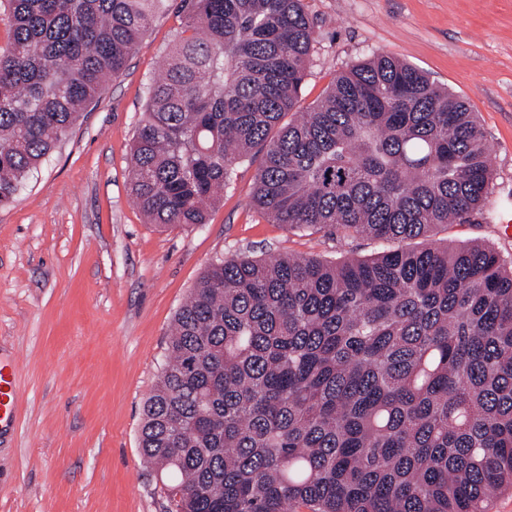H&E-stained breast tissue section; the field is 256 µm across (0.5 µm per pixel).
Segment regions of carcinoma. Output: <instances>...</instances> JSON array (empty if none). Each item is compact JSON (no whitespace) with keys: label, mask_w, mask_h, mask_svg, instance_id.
Returning <instances> with one entry per match:
<instances>
[{"label":"carcinoma","mask_w":512,"mask_h":512,"mask_svg":"<svg viewBox=\"0 0 512 512\" xmlns=\"http://www.w3.org/2000/svg\"><path fill=\"white\" fill-rule=\"evenodd\" d=\"M0 205L119 77L168 0H5ZM130 148L151 224L206 223L261 155L272 223L381 242L360 259L232 255L177 310L141 448L177 512H486L512 489V258L448 246L491 194L468 105L375 55L300 110L303 0H181Z\"/></svg>","instance_id":"carcinoma-1"}]
</instances>
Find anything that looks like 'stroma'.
<instances>
[{
  "mask_svg": "<svg viewBox=\"0 0 512 512\" xmlns=\"http://www.w3.org/2000/svg\"><path fill=\"white\" fill-rule=\"evenodd\" d=\"M316 43L300 97L376 54L405 61L462 98L491 148L493 190L471 224L436 239L512 255V0H305ZM184 12L171 0L104 88L0 207V354L18 362L13 428L0 432V512H165L140 447L142 407L174 314L216 259L236 253L362 258L366 237L269 223L252 205L259 166H238L206 223L149 224L129 189L130 145Z\"/></svg>",
  "mask_w": 512,
  "mask_h": 512,
  "instance_id": "1",
  "label": "stroma"
}]
</instances>
